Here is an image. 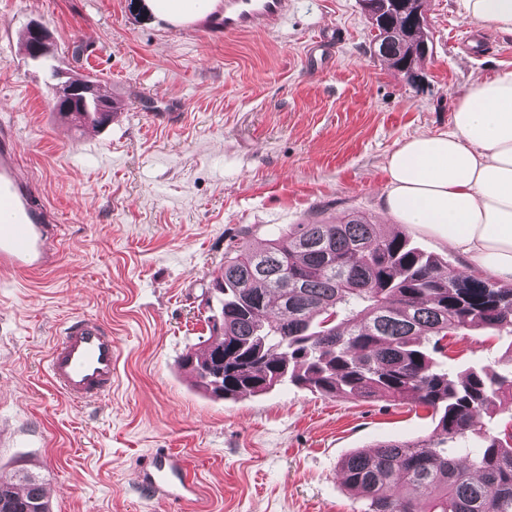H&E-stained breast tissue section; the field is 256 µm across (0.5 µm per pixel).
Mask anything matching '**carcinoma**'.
<instances>
[{"instance_id":"carcinoma-1","label":"carcinoma","mask_w":512,"mask_h":512,"mask_svg":"<svg viewBox=\"0 0 512 512\" xmlns=\"http://www.w3.org/2000/svg\"><path fill=\"white\" fill-rule=\"evenodd\" d=\"M375 52L399 70L426 54L427 27L376 0ZM209 336L181 360L216 399L291 384L326 397L409 399L432 432L380 440L339 464L361 512H512V369L457 371L442 341L512 337V286L479 271L445 276L437 257L353 214L291 224L261 251L232 246L207 291ZM26 494H18L17 486ZM28 469L0 475V512H52Z\"/></svg>"}]
</instances>
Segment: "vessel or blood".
Wrapping results in <instances>:
<instances>
[{"mask_svg": "<svg viewBox=\"0 0 512 512\" xmlns=\"http://www.w3.org/2000/svg\"><path fill=\"white\" fill-rule=\"evenodd\" d=\"M292 0H213L210 25L225 34L273 28L288 15ZM58 230L51 212L34 194L19 163L12 133L0 132V271L36 273L55 265ZM116 339L103 321L77 316L66 321L46 359V373L66 399L101 402L112 391ZM140 488L150 495L192 504L201 487L182 458L155 449L137 469Z\"/></svg>", "mask_w": 512, "mask_h": 512, "instance_id": "vessel-or-blood-1", "label": "vessel or blood"}]
</instances>
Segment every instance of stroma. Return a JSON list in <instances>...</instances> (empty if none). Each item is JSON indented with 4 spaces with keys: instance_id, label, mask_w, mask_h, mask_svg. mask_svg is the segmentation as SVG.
<instances>
[{
    "instance_id": "1",
    "label": "stroma",
    "mask_w": 512,
    "mask_h": 512,
    "mask_svg": "<svg viewBox=\"0 0 512 512\" xmlns=\"http://www.w3.org/2000/svg\"><path fill=\"white\" fill-rule=\"evenodd\" d=\"M431 49L415 79L375 54L361 0H295L267 31L172 26L130 0H0V128L20 146L59 226L60 260L0 275V472L56 486L52 512H359L339 461L383 439L430 433L412 401H342L291 385L235 401L194 387L180 360L209 335L204 293L231 245L265 248L289 225L358 213L396 227L444 268L466 256L382 209L387 155L448 131L471 77L512 70V37L476 44L454 0H424ZM42 22L53 51H25ZM82 47L74 56V47ZM108 82L119 103L84 142L54 112L50 68ZM176 105L177 115L154 113ZM94 315L118 339L112 394L75 405L48 385L63 323ZM455 369L499 359L489 332L448 337ZM183 456L194 505L148 499L136 467Z\"/></svg>"
}]
</instances>
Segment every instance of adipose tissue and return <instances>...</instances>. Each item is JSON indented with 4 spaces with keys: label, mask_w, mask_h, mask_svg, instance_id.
Returning a JSON list of instances; mask_svg holds the SVG:
<instances>
[{
    "label": "adipose tissue",
    "mask_w": 512,
    "mask_h": 512,
    "mask_svg": "<svg viewBox=\"0 0 512 512\" xmlns=\"http://www.w3.org/2000/svg\"><path fill=\"white\" fill-rule=\"evenodd\" d=\"M469 22L512 35V0H457ZM383 209L512 282V70L473 78L451 128L404 141L386 159Z\"/></svg>",
    "instance_id": "obj_1"
}]
</instances>
